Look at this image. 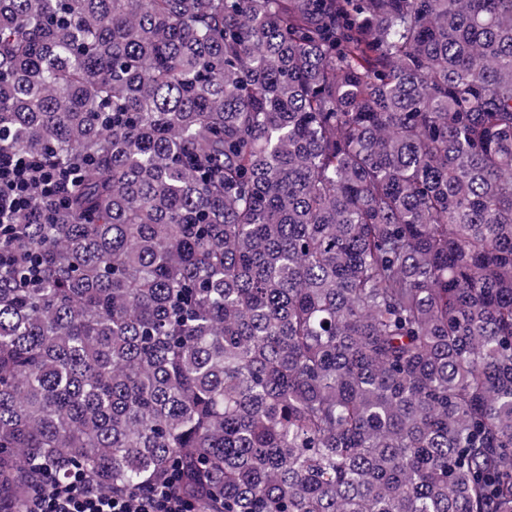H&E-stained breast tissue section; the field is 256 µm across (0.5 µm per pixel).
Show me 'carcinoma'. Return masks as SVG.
Listing matches in <instances>:
<instances>
[{"label": "carcinoma", "mask_w": 512, "mask_h": 512, "mask_svg": "<svg viewBox=\"0 0 512 512\" xmlns=\"http://www.w3.org/2000/svg\"><path fill=\"white\" fill-rule=\"evenodd\" d=\"M0 512H512V0H0ZM66 169L36 168L26 157L0 152V211L17 214L26 211L35 192L46 197L62 193L71 178ZM26 512H189V508L171 479L152 482L146 490L126 496L93 492L75 477L34 496Z\"/></svg>", "instance_id": "obj_1"}]
</instances>
